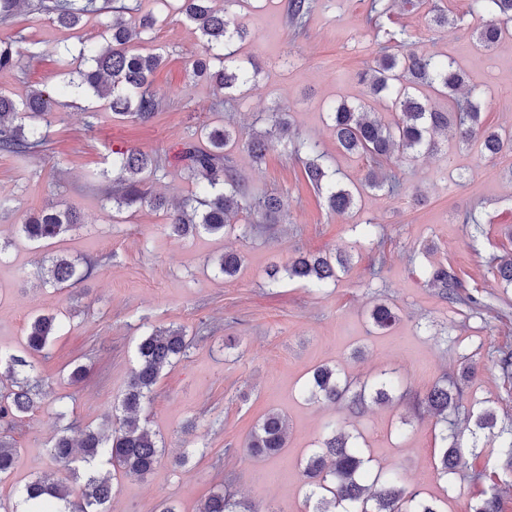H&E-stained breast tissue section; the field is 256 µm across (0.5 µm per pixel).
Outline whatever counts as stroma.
Segmentation results:
<instances>
[{
	"mask_svg": "<svg viewBox=\"0 0 512 512\" xmlns=\"http://www.w3.org/2000/svg\"><path fill=\"white\" fill-rule=\"evenodd\" d=\"M438 2L457 17L460 31L432 26L424 5L393 8L370 27L369 0H314L297 35L286 23V0H242L232 9L247 32L237 56L257 60L260 70L252 82L223 93L186 69L201 39L178 13V0H112L158 19L139 45L164 58L153 78L165 100L162 111L140 122L89 111L82 94L61 96L37 153H0V242L7 245L0 255V353L21 350L36 314H59L64 324L37 359L44 401L13 432L16 465L0 483V499L15 497L27 480L47 472L66 477L48 455L55 437L64 429L75 437L85 426H104L129 380L140 336L153 327L181 326L194 335L193 346L164 369L146 405L163 458L145 477L119 478L110 512H154L164 499L179 512H197L217 486L261 512H305L300 462L330 423L357 436L370 472L398 471L440 512H471L484 493L498 494L501 512H512L506 456L468 459L481 480L462 473L438 479L439 429L410 404L450 377L464 406L493 407L500 426L512 425V376L496 365L500 352H512V288L500 285L490 265L492 257L512 252V239L503 233L512 225V152L491 158L479 144L440 137L438 151L400 166L402 189L392 195L361 187L367 162L337 146L329 119L340 101L363 99L356 75L372 62L379 35L389 31L406 48L454 59L485 92V124L512 132V41L488 53L478 49L468 37L481 23L469 12L470 0ZM36 3L27 0L0 23V38H24L29 50L18 66L0 69V89L17 99L57 85L56 48L78 56L82 44L99 42L111 18L106 11L87 16L75 32L38 12ZM278 110L286 111L291 136L256 162L244 141ZM224 125L242 140L230 154L239 178L253 194L283 197L287 223L253 227L239 216L226 235L178 240L165 232L159 212L147 206L120 211L103 197L102 171L113 152L129 148L165 157L155 192L176 205L194 197L196 187L176 155L184 143L199 142L202 127ZM301 140L319 143L338 183L360 186L351 210L331 213L321 196L296 181L294 147ZM57 204L79 211L82 224L40 244L19 235L25 213ZM466 211L476 223L459 222ZM227 251L243 257L233 278L216 270ZM339 251L351 253L352 263L327 287L266 284V269L297 253ZM58 254L89 262L88 278L62 290L43 284L37 271ZM440 263L465 271L478 309L448 304L427 284V269ZM376 303L395 311L390 328H373L369 310ZM466 360L477 367L470 378L462 375ZM323 364L341 367L355 391L396 370L402 396L369 405L361 415L309 403L301 390ZM77 365L86 377L74 384L69 374ZM61 406L68 409L62 419L55 415ZM272 411L288 423V446L272 457H252L244 443Z\"/></svg>",
	"mask_w": 512,
	"mask_h": 512,
	"instance_id": "1",
	"label": "stroma"
}]
</instances>
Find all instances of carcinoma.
Here are the masks:
<instances>
[{"label":"carcinoma","instance_id":"1","mask_svg":"<svg viewBox=\"0 0 512 512\" xmlns=\"http://www.w3.org/2000/svg\"><path fill=\"white\" fill-rule=\"evenodd\" d=\"M182 15L195 24L201 35L203 53L188 61L194 78L206 77L217 88L230 89L238 83L254 80L258 64L237 59L235 42L244 32L233 19L210 6L211 0H180ZM36 9L69 29H78L85 16L102 10L97 0H40ZM312 9L311 0H288L287 18L297 28ZM113 17L105 25L100 45L91 48L82 58L83 65L65 62L68 80L50 89H39L27 98L17 100L0 90V152L30 156L44 143V126L51 124L54 94L71 91L92 96L103 102L114 114L145 122L154 117L161 106V97L152 88L153 75L163 63L160 54L143 53L132 47L133 36L154 27L156 19L142 15L138 22L124 18L126 8H111ZM470 13L489 15L492 20L476 35V47L490 50L512 39V0H471ZM28 49L18 41L0 39V69L14 68ZM219 62L216 69L213 62ZM358 80L366 91L391 100L396 119L388 124L372 116L362 104L338 105L331 112L336 143L342 150L364 157L369 168L362 183L369 189H401L397 175L383 170L388 162L415 160L438 148L436 135L451 129L462 145L480 141L490 156L512 151V135L502 134L481 120L484 93L467 81L466 74L453 59H442L408 49L394 52L391 46L379 44L374 65L359 73ZM432 88L448 98V109L439 110L414 95L420 86ZM270 129L251 136L247 149L256 161H262L274 143L290 135L284 112L270 116ZM208 147L191 143L184 145L179 158L187 178L195 182L199 192L173 211L162 194L144 189L146 177L157 174L163 166L155 154L128 149L112 156V178L108 179L106 198L117 208L147 205L161 211L167 218L164 229L174 238H183L204 231L223 234L230 227V216L247 214L251 224H282L288 210L275 195L256 196L248 192L230 164L224 150L237 143L236 133L226 127L204 131ZM295 153L306 156L303 179L324 194L333 213H344L356 201L353 191L331 180L321 163L323 152L318 143L302 141ZM81 223L71 208L47 206L25 215L19 231L30 241L55 240ZM350 255L314 256L300 253L281 267L267 272L268 286L275 288L284 280H299L322 287L339 279L350 267ZM497 277L512 288V253L492 259ZM242 265L236 254H226L218 263L225 277L234 276ZM49 280L57 286H75L88 276L71 258L53 257L48 268ZM427 283L438 289L451 304L468 305L471 298L462 294V273L451 265L438 264L427 271ZM374 328L384 330L396 320L393 309L384 303L369 313ZM61 328L58 315L42 313L29 324L20 354H0V378L11 380V389L0 393V424H11L41 407L43 393L34 371L33 359L47 349ZM193 343L183 327L154 330L142 336L136 347V366L118 404L112 407L109 421L112 434L86 427L75 442L63 433L49 447L53 463L81 480L79 494L60 479L42 475L28 480L20 489L23 502L32 501L42 512H108L115 491L114 476L142 477L150 473L161 459L160 440L148 425L139 424L138 415L149 401L161 371L173 361L187 356ZM351 385L335 366L313 370L305 388L307 400L318 404L348 401L353 414L362 413L370 403L385 404L393 400L395 385L381 378L352 394ZM416 409H425L443 423L440 431L437 471L445 477L455 474L462 465V448L456 433L457 421L448 418L452 412L473 421L470 453L478 457L488 444L497 441L507 449L512 461V428L496 429V411L489 407L460 410L455 383L446 379L434 385L414 401ZM288 445L287 424L278 412L269 413L255 427L245 448L252 456L267 457L280 453ZM17 449L14 439L0 431V482L9 478L15 467ZM368 459L356 437L333 428L320 446L310 451L300 463V473L309 487L308 512H438L419 492L410 491L396 477L376 478L368 482ZM198 512H261L246 499H236L218 489L199 506Z\"/></svg>","mask_w":512,"mask_h":512}]
</instances>
